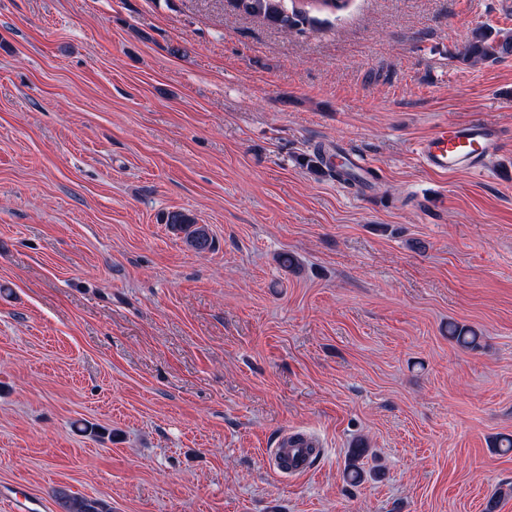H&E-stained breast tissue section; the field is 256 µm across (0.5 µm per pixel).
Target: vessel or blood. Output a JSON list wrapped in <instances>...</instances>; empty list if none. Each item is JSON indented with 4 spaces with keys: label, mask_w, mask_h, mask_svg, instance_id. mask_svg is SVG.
<instances>
[{
    "label": "vessel or blood",
    "mask_w": 512,
    "mask_h": 512,
    "mask_svg": "<svg viewBox=\"0 0 512 512\" xmlns=\"http://www.w3.org/2000/svg\"><path fill=\"white\" fill-rule=\"evenodd\" d=\"M500 138L497 128L479 122L444 123L416 144L415 153L425 168L437 173L475 172L497 152ZM317 446L309 434L287 432L267 456L281 475L300 476L310 471Z\"/></svg>",
    "instance_id": "1"
}]
</instances>
